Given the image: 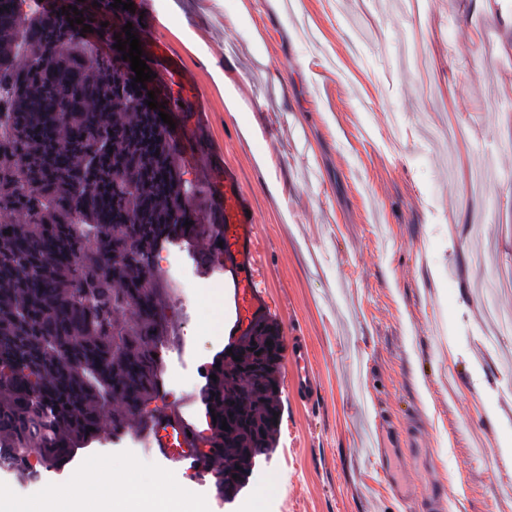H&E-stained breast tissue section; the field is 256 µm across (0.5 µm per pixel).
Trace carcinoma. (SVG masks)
Listing matches in <instances>:
<instances>
[{
	"mask_svg": "<svg viewBox=\"0 0 512 512\" xmlns=\"http://www.w3.org/2000/svg\"><path fill=\"white\" fill-rule=\"evenodd\" d=\"M62 36L53 17L0 0V109L11 124L0 137V463L22 479L38 472L30 453L39 468L59 465L104 424L129 428L160 396L152 354L167 324L163 291L146 278L154 248L205 234L216 249L223 238L222 225L197 217L166 223L188 189L165 128L116 78L114 60L77 38L52 54ZM123 236L144 262L112 261ZM276 335L259 324L210 364L202 400L217 416V451L240 462L215 480L220 491H241L254 449L270 448L277 430ZM256 365L266 381L242 401L239 384Z\"/></svg>",
	"mask_w": 512,
	"mask_h": 512,
	"instance_id": "1",
	"label": "carcinoma"
}]
</instances>
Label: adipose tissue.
<instances>
[{
    "label": "adipose tissue",
    "instance_id": "obj_1",
    "mask_svg": "<svg viewBox=\"0 0 512 512\" xmlns=\"http://www.w3.org/2000/svg\"><path fill=\"white\" fill-rule=\"evenodd\" d=\"M170 505L193 507L188 487L160 478L143 482L135 460L120 467L94 460L76 482L47 497L24 499L0 485V512H164Z\"/></svg>",
    "mask_w": 512,
    "mask_h": 512
}]
</instances>
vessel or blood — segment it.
Returning <instances> with one entry per match:
<instances>
[{"label":"vessel or blood","mask_w":512,"mask_h":512,"mask_svg":"<svg viewBox=\"0 0 512 512\" xmlns=\"http://www.w3.org/2000/svg\"><path fill=\"white\" fill-rule=\"evenodd\" d=\"M224 242L218 251L219 268L224 274L233 307L227 327L229 335L247 336L257 323L265 321L271 304L266 295L262 246L256 224L244 206L246 194L232 173H225ZM287 376L300 402H313L317 396L312 352L305 336L288 338ZM137 431L161 458L181 464L187 472L205 469V454L214 439L198 428L181 407L167 405L142 417Z\"/></svg>","instance_id":"b4317fda"}]
</instances>
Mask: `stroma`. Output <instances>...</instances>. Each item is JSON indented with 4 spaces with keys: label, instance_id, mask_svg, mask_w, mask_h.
I'll return each instance as SVG.
<instances>
[{
    "label": "stroma",
    "instance_id": "1",
    "mask_svg": "<svg viewBox=\"0 0 512 512\" xmlns=\"http://www.w3.org/2000/svg\"><path fill=\"white\" fill-rule=\"evenodd\" d=\"M249 3L242 24L239 0H145L131 22H157L181 61L154 92L195 130L175 149L201 221L224 220V166L251 196L267 323L307 336L317 403L281 392L273 445L229 503L210 473L161 466L131 432L34 480L0 468V483L37 497L93 460L135 459L190 485L204 512H409L376 450L414 432L420 483L450 488L445 512H512V335L488 345L482 304L512 273V0ZM172 246L200 280L220 278L208 239ZM164 313L195 350L162 342L163 401L190 399L205 423V370L231 340L208 342L204 312L182 318L173 293ZM477 436L486 457L469 454Z\"/></svg>",
    "mask_w": 512,
    "mask_h": 512
}]
</instances>
